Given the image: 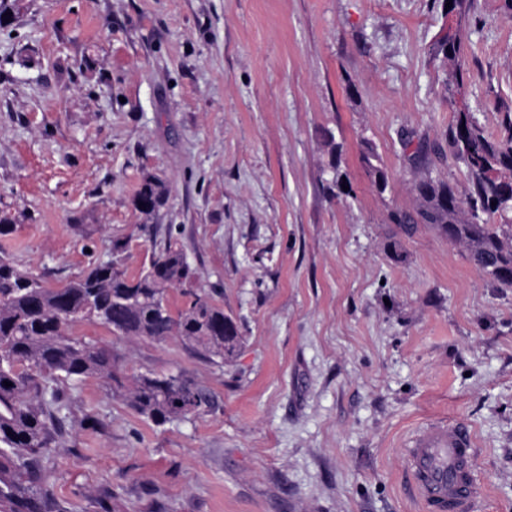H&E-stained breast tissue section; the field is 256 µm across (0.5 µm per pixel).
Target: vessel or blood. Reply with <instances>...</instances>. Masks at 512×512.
<instances>
[{
	"mask_svg": "<svg viewBox=\"0 0 512 512\" xmlns=\"http://www.w3.org/2000/svg\"><path fill=\"white\" fill-rule=\"evenodd\" d=\"M474 440L460 422L436 423L416 434L404 453V487L422 512H483Z\"/></svg>",
	"mask_w": 512,
	"mask_h": 512,
	"instance_id": "1",
	"label": "vessel or blood"
}]
</instances>
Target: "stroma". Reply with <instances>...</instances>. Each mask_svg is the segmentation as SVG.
<instances>
[{
  "mask_svg": "<svg viewBox=\"0 0 512 512\" xmlns=\"http://www.w3.org/2000/svg\"><path fill=\"white\" fill-rule=\"evenodd\" d=\"M5 5L0 256L58 288L115 258L138 274L172 239L244 337L220 367L75 325L126 373L183 372L218 408L158 426L99 379L72 386L57 495L81 512H420L404 450L462 421L485 512H512V288L391 221L416 205L401 133L446 142L465 102L495 136L512 113L505 0H475L460 33L461 100L434 51L446 0ZM149 175L167 204L148 226L133 200Z\"/></svg>",
  "mask_w": 512,
  "mask_h": 512,
  "instance_id": "stroma-1",
  "label": "stroma"
}]
</instances>
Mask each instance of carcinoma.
<instances>
[{
    "instance_id": "carcinoma-1",
    "label": "carcinoma",
    "mask_w": 512,
    "mask_h": 512,
    "mask_svg": "<svg viewBox=\"0 0 512 512\" xmlns=\"http://www.w3.org/2000/svg\"><path fill=\"white\" fill-rule=\"evenodd\" d=\"M474 0H452L448 33L434 46L450 61L462 55L459 31ZM504 134L493 138L470 120L468 103L456 111L448 132V154L467 169L469 186L457 191L451 181L432 176L435 151L417 144L409 155L414 167L417 205L398 211L394 223L406 231L425 224L462 246L468 260L498 288H512V224L499 218L512 212V114ZM379 192L386 174L373 151L362 156ZM163 182L147 176L133 200L150 221L165 205ZM194 271L181 249L169 243L149 267L130 276L118 261L98 263L59 288H49L28 271L0 258V512H72L46 478L49 445L62 440L71 414L64 387L85 378L112 380L127 404L156 425L187 420L217 408L214 395L185 374L134 373L119 380V355L94 340L76 338V323L101 324L113 334L157 342L174 340L188 353L212 364H230L242 345L238 324L224 308L192 289ZM184 289L192 300L172 309L169 291ZM11 386H5V383Z\"/></svg>"
}]
</instances>
